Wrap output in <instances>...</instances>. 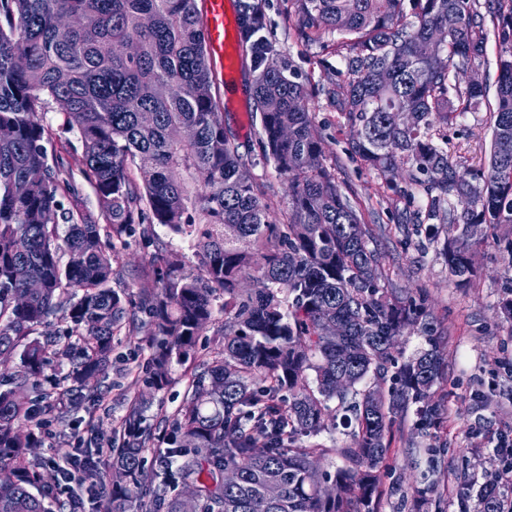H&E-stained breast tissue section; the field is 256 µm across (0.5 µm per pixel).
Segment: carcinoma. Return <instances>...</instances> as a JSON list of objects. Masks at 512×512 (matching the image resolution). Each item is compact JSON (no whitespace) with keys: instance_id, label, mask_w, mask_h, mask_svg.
I'll return each instance as SVG.
<instances>
[{"instance_id":"carcinoma-1","label":"carcinoma","mask_w":512,"mask_h":512,"mask_svg":"<svg viewBox=\"0 0 512 512\" xmlns=\"http://www.w3.org/2000/svg\"><path fill=\"white\" fill-rule=\"evenodd\" d=\"M290 2L301 38L336 35L345 64L336 98L353 154L388 181L405 171L423 189L416 232L433 241L432 221L452 224L456 237L439 255L448 282L470 283L487 230H512V0ZM450 13L459 25L427 55ZM239 16L241 51L254 55L264 14L241 0ZM491 35L499 55L489 158L462 170L435 135L486 96L484 84L462 88L452 77L483 55ZM253 62L262 154L288 177L281 224L224 131L196 0H0V361L32 337L22 371L0 379V469L13 475L0 483V512H85L42 481L32 449L45 417L65 423L64 401L76 410L83 391L94 392L128 318L103 233L120 242L137 233L153 248L152 286L140 297L158 337L149 386L169 384L172 363L188 359L207 326L219 337L162 438L142 426L144 399L113 437L112 486L100 483L112 512H181L176 488L186 482L198 512H378L375 471L393 425L412 408L418 430L437 428L434 387L446 361L426 294L384 287L372 230L322 163L306 84L282 57ZM53 104L81 141L78 171L94 188L95 217L74 190L73 169L49 163L44 115ZM391 112L413 116L412 125H392ZM33 172L40 177L29 179ZM156 224L193 243L197 270L168 249ZM246 277L260 287L240 288ZM30 280L42 288L21 304L15 295ZM331 322L343 337L324 335ZM411 327L427 347L400 361L393 350ZM55 361L70 365L60 379L45 375ZM332 401L351 446L343 449L349 465L330 475L315 465L322 448L312 438ZM184 439L194 447H181ZM226 470L239 473L235 484H224ZM270 484L276 499L265 494ZM463 485V501L477 498L481 512L512 504L502 474Z\"/></svg>"}]
</instances>
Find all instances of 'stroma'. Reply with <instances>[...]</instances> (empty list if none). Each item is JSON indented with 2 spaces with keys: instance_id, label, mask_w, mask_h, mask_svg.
<instances>
[{
  "instance_id": "1",
  "label": "stroma",
  "mask_w": 512,
  "mask_h": 512,
  "mask_svg": "<svg viewBox=\"0 0 512 512\" xmlns=\"http://www.w3.org/2000/svg\"><path fill=\"white\" fill-rule=\"evenodd\" d=\"M265 27L262 31L274 53L289 60L309 91V109L323 141L322 162L336 175L349 197L373 230L372 247L378 249L387 274L386 287L409 293L426 290L448 368L437 387L442 404L441 425L431 435L415 430L416 417L407 414L395 425L388 456L379 475L384 493L378 512H461L459 474L464 466L495 472L505 461L497 452L501 434L512 435V322L497 308L506 286L504 271L512 264V250L504 238H488L476 254L477 277L464 288L448 284V274L439 256L438 244L418 236L410 216L423 211L426 196L421 188L400 193L377 171L361 166L353 157L352 130L329 89L342 63L333 50L307 44L298 33L297 19L289 0H262ZM498 47L488 41L481 57L462 74L459 83L478 79L487 96L475 109L461 115L447 131L450 159L466 167H478L488 158L492 135L491 108L495 102ZM253 79L249 63H238L233 83L218 82L217 97L224 114V129L239 145L250 178L267 187L274 209L285 206L288 181L265 160L258 146L260 115L247 91ZM112 286L126 294V307L136 319L137 334L121 330L113 338L111 363L97 382L98 394L86 398V408L66 424L47 419L46 438L39 448H81L88 439L109 446L121 419L139 397L150 400L144 417L154 432L177 414L186 401L189 385L217 344L212 330L197 338L194 356L173 364L171 382L163 390H151V350L143 338L149 326L138 309L140 272L151 251L139 237L120 248ZM406 491V507L391 495L392 483ZM437 484L442 509L427 503L425 488Z\"/></svg>"
}]
</instances>
